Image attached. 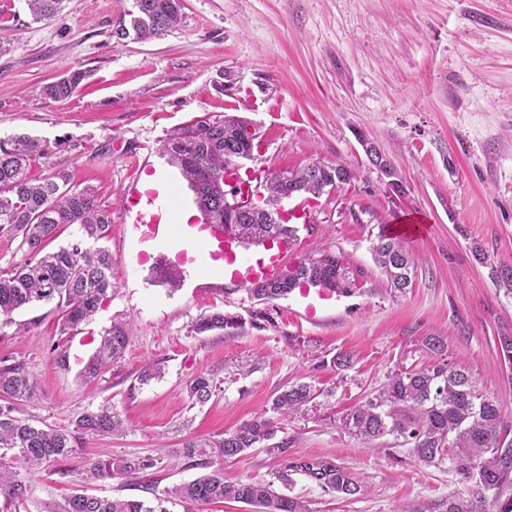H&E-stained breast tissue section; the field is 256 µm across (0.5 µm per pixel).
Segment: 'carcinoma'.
<instances>
[{"label": "carcinoma", "mask_w": 512, "mask_h": 512, "mask_svg": "<svg viewBox=\"0 0 512 512\" xmlns=\"http://www.w3.org/2000/svg\"><path fill=\"white\" fill-rule=\"evenodd\" d=\"M59 3L30 0L29 7L34 19L49 20ZM181 5L182 0H134L115 34L120 40L160 37L178 22ZM85 77V72L73 71L45 85L43 92L51 99L68 98ZM239 127L233 116L203 119L173 131L163 144L194 191L203 215L224 225L230 223L225 218L224 196L211 184L224 178L227 157L251 150ZM39 151V143L27 136L0 139V234L21 238L27 254L23 264L0 272V317L36 302H53L60 312V331L66 335L92 320L112 293V255L104 246L112 234V212L94 188L72 184L65 173L31 179L29 161ZM357 180L353 167L338 168L334 162L321 160L295 171L276 172L266 179L268 208L276 209L285 184L297 194L316 198L327 189H342ZM64 225L78 226V235L55 251L46 250ZM235 232L240 242L260 245L280 237L291 240L297 230L290 224H276L261 212L241 217ZM472 252L490 266L499 289L512 296V264L490 261L478 244ZM372 253L390 288L406 293L412 286L415 257L401 237L381 225ZM305 284L350 294L356 288V277L340 256L324 251L295 260L274 280L251 283L247 293L269 303ZM242 325L241 318L216 311L196 319L192 332L201 335ZM130 330V323L122 321L104 330L95 353L81 370L83 380L96 379L120 361ZM426 345L435 358L433 364L387 375L371 396L348 408L342 427L366 443L383 442L389 436L401 438L419 462L435 467L446 462L448 470L471 487L466 495L453 494L430 506L411 505L402 512H481L489 492L496 512H512V418L503 414L497 397L484 392L470 373L448 361V346L441 337H428ZM216 390L214 374L209 372L199 373L186 385L194 406L207 404ZM35 396L34 380L23 362L0 360V496L5 508L17 506L30 494L18 468L30 472L70 459L83 435L108 437L122 432L119 414L107 406L83 414L71 428L38 425L23 416L19 407V402ZM314 396L313 385L295 383L277 393L271 410L290 417L302 412ZM277 431L273 419L259 416L216 442L188 440L181 456L193 467L212 469L211 473L151 498L75 493L66 500L63 512H170L168 504L173 501L189 505L229 501L253 505L256 512H312L310 501L284 494L272 482L224 480L225 461L261 444L267 453L283 458L276 478L285 487L298 474L338 497L360 492L353 473L332 458L288 457V444L273 442ZM157 463L153 457L110 458L88 463L79 476L133 480Z\"/></svg>", "instance_id": "1"}]
</instances>
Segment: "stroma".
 <instances>
[{
	"label": "stroma",
	"mask_w": 512,
	"mask_h": 512,
	"mask_svg": "<svg viewBox=\"0 0 512 512\" xmlns=\"http://www.w3.org/2000/svg\"><path fill=\"white\" fill-rule=\"evenodd\" d=\"M179 22L158 39L116 40L133 0H62L48 21H34L27 0H0V138L25 135L40 153L29 168L62 171L94 186L112 210V295L85 335L113 321L131 323L123 359L94 381L82 360L95 345L61 335L54 304L35 303L0 319V359L23 362L37 391L23 413L70 426L112 407L122 434L86 436L74 466L123 455L150 456L157 467L134 482L87 485L92 494L140 497L203 475L173 458L176 428L189 422L214 439L267 411L275 395L300 382L319 394L301 414L278 420L277 440L294 456H325L351 470L360 493L340 498L294 476L288 494L316 512H398L462 488L447 466H426L394 440L367 446L341 426L345 408L365 400L394 370L428 365L427 337L448 339L450 363L469 369L512 415V366L498 338L512 335L505 296L470 250L512 262V0H182ZM74 70L87 77L65 100L43 86ZM255 122L262 149L258 175L316 159L358 169L359 181L322 194L314 220L299 229L294 257L314 250L349 263L357 290L325 301L305 319L299 292L271 303L250 298L223 276L200 274L171 289L136 261L137 234L123 206L136 163L164 171L161 146L175 128L209 116ZM397 168L407 189L392 200L378 182L362 140ZM423 224L405 236L416 256L413 284L391 290L370 250L380 225ZM271 321L255 327L252 314ZM241 317L239 329L192 333L201 315ZM76 346L78 360L57 364L53 347ZM351 367L336 368L338 353ZM161 378L140 385L144 363ZM215 373L219 390L191 407L187 383ZM282 461L253 448L225 462L228 481L275 480ZM16 512H60L80 487L76 475L47 468L29 478Z\"/></svg>",
	"instance_id": "stroma-1"
}]
</instances>
